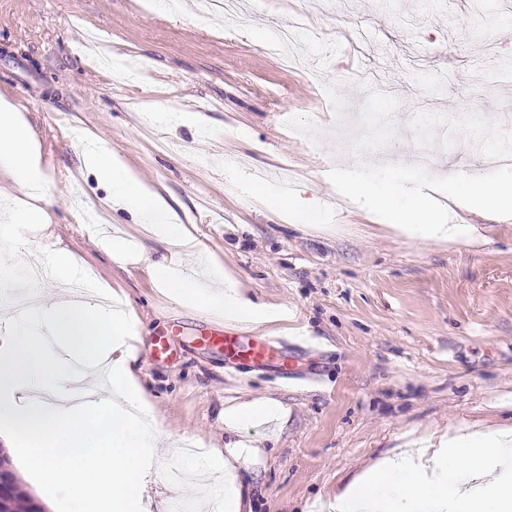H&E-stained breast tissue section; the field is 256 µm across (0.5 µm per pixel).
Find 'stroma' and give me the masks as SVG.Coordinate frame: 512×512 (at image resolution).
<instances>
[{"mask_svg":"<svg viewBox=\"0 0 512 512\" xmlns=\"http://www.w3.org/2000/svg\"><path fill=\"white\" fill-rule=\"evenodd\" d=\"M251 23L204 19L147 0H0V95L39 142L46 230L0 237L50 260L69 253L134 319L132 344L159 453L186 466L246 449L234 477L253 512H328L338 491L388 456L445 435L512 428V222L456 210L477 230L422 241L365 208L338 205L326 177L357 159L346 137L368 93L397 98L398 128L370 163L402 162L425 138L434 175L488 173L512 152V13L502 0H239ZM304 15L296 45L308 69L263 46L273 27ZM99 139L154 185L195 239L175 256L236 281L281 307L271 336L317 337L316 351L276 362L319 367L325 384L300 389L271 371L224 372V354L193 348L192 327L214 313L176 301L140 259L167 255L114 204L83 154ZM293 172L307 216L270 209L281 168ZM122 239L127 257L110 245ZM180 325L173 353L154 343ZM275 400L283 421L233 430L239 406ZM147 512L190 500L157 468L140 478Z\"/></svg>","mask_w":512,"mask_h":512,"instance_id":"stroma-1","label":"stroma"}]
</instances>
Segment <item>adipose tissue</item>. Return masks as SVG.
<instances>
[{
  "label": "adipose tissue",
  "instance_id": "obj_1",
  "mask_svg": "<svg viewBox=\"0 0 512 512\" xmlns=\"http://www.w3.org/2000/svg\"><path fill=\"white\" fill-rule=\"evenodd\" d=\"M97 178L112 187L119 204L153 237L169 247L189 243L185 227L153 185L141 181L121 153L96 147L87 157ZM0 171L23 188L13 221L46 224L42 206L40 149L25 116L0 95ZM151 272L177 298L203 305L228 319L241 316L259 323L265 307L234 283L219 290L175 273L170 262L153 263ZM0 320L12 327L0 339V436L49 426L32 455L52 492L62 494L69 512H141L138 474L160 437L131 413L144 391L137 356L126 343L127 320L99 302L73 303L58 298L48 307L20 311L0 307ZM110 374L106 394L82 404L69 400L66 383L94 375L99 365ZM54 394V402L38 394ZM466 467H459V457ZM86 468L80 478L65 479L73 461ZM336 512H512V430L482 436L478 445L460 448L448 439L431 458L410 454L387 458L380 467L352 480L334 502Z\"/></svg>",
  "mask_w": 512,
  "mask_h": 512
}]
</instances>
